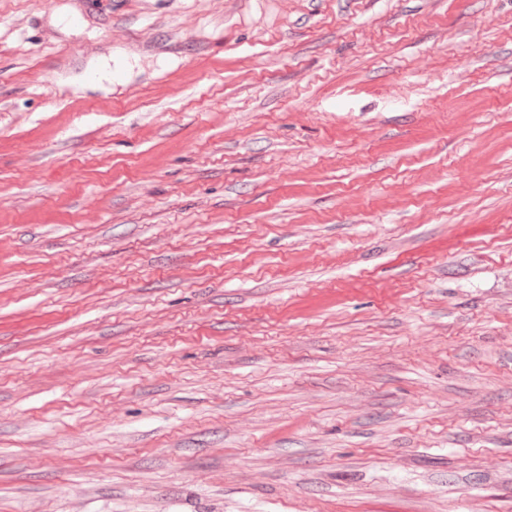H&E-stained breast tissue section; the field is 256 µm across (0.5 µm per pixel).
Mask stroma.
<instances>
[{"label": "stroma", "instance_id": "35a3bbf8", "mask_svg": "<svg viewBox=\"0 0 512 512\" xmlns=\"http://www.w3.org/2000/svg\"><path fill=\"white\" fill-rule=\"evenodd\" d=\"M0 512H512V0H0Z\"/></svg>", "mask_w": 512, "mask_h": 512}]
</instances>
